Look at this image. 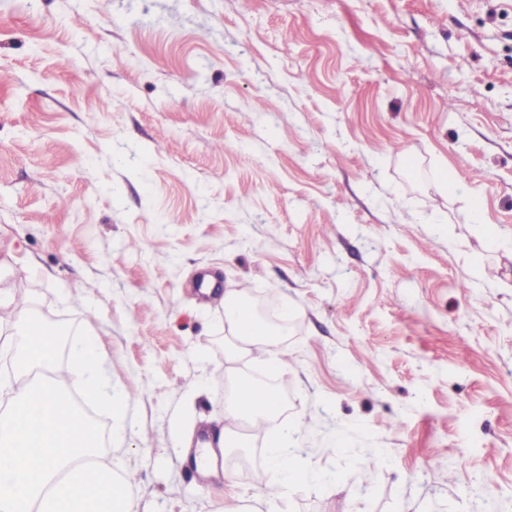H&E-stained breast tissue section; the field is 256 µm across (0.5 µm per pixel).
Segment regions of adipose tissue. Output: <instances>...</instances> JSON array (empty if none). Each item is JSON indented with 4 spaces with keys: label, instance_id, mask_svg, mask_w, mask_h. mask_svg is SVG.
Wrapping results in <instances>:
<instances>
[{
    "label": "adipose tissue",
    "instance_id": "1",
    "mask_svg": "<svg viewBox=\"0 0 512 512\" xmlns=\"http://www.w3.org/2000/svg\"><path fill=\"white\" fill-rule=\"evenodd\" d=\"M226 360L260 351L266 381H237L224 404L226 420L216 443L196 449V466L215 468L219 455L248 447L243 425L261 427L283 409L278 381L287 366L279 356L283 333L264 325L248 296L224 294ZM60 337L35 307L16 302L9 275L0 272V357H11L12 378L0 380V512H137L133 486L113 470L97 428L86 426L60 379ZM70 362L84 377V395L112 413L122 427L123 404L112 396L110 356L93 335L72 343ZM293 432L281 429L269 447L271 478L230 512H264L268 500L286 501L308 481L295 464Z\"/></svg>",
    "mask_w": 512,
    "mask_h": 512
}]
</instances>
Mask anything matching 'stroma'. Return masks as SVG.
Here are the masks:
<instances>
[{
    "mask_svg": "<svg viewBox=\"0 0 512 512\" xmlns=\"http://www.w3.org/2000/svg\"><path fill=\"white\" fill-rule=\"evenodd\" d=\"M0 261L111 353L138 512L269 477L178 459L228 288L288 309L290 512H512V0H0Z\"/></svg>",
    "mask_w": 512,
    "mask_h": 512,
    "instance_id": "stroma-1",
    "label": "stroma"
}]
</instances>
